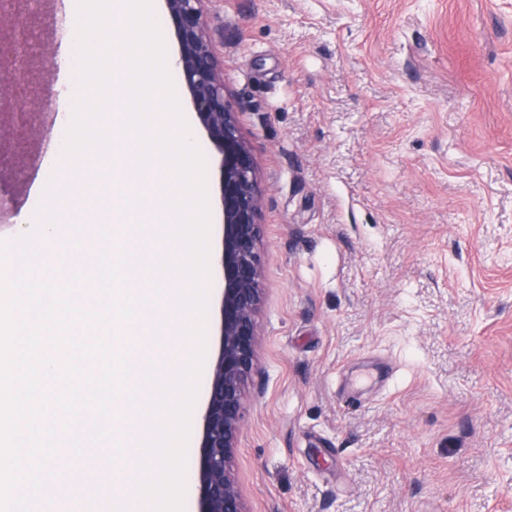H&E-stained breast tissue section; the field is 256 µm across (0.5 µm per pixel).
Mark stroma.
I'll list each match as a JSON object with an SVG mask.
<instances>
[{"instance_id":"obj_1","label":"stroma","mask_w":512,"mask_h":512,"mask_svg":"<svg viewBox=\"0 0 512 512\" xmlns=\"http://www.w3.org/2000/svg\"><path fill=\"white\" fill-rule=\"evenodd\" d=\"M262 197L250 512H512V0H209ZM209 345L218 358L221 155ZM49 142L0 168L13 238Z\"/></svg>"}]
</instances>
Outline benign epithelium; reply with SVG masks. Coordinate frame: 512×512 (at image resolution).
I'll return each mask as SVG.
<instances>
[{"label":"benign epithelium","instance_id":"1","mask_svg":"<svg viewBox=\"0 0 512 512\" xmlns=\"http://www.w3.org/2000/svg\"><path fill=\"white\" fill-rule=\"evenodd\" d=\"M28 2L0 0V78L8 83L0 90V167L13 163L4 153L9 129L1 120V116L11 117L15 112V95L10 88L27 85L35 69L42 74L54 66V55L48 47L36 59L29 55L28 33L37 19L27 12ZM165 2L176 29L179 66L190 100L209 140L223 155L222 348L212 370L203 417L199 512H249L232 462L240 442L247 383L258 366L257 316L264 304L258 253L261 225L257 223V174L236 113L225 102L224 72L208 29L206 0ZM52 106L53 99L47 95L30 100L26 112L32 138L45 139L49 135L50 128L38 124V120L52 111Z\"/></svg>","mask_w":512,"mask_h":512}]
</instances>
